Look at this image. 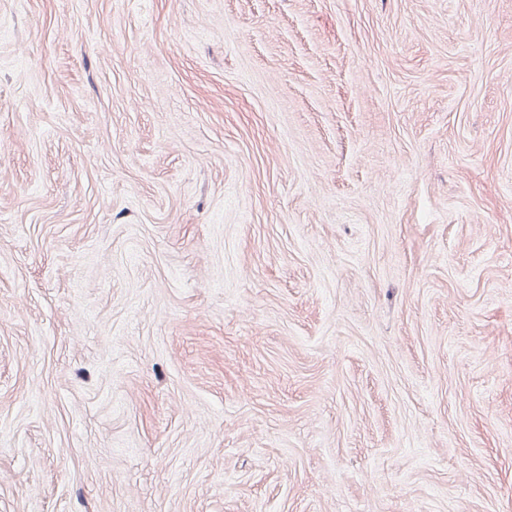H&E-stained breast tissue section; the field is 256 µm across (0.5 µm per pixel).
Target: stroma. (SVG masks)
Listing matches in <instances>:
<instances>
[{"mask_svg":"<svg viewBox=\"0 0 512 512\" xmlns=\"http://www.w3.org/2000/svg\"><path fill=\"white\" fill-rule=\"evenodd\" d=\"M0 512H512V0H0Z\"/></svg>","mask_w":512,"mask_h":512,"instance_id":"1","label":"stroma"}]
</instances>
